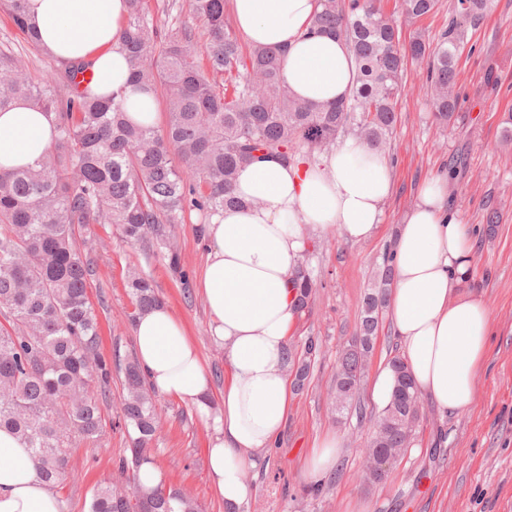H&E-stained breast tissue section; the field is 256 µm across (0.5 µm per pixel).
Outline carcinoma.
I'll use <instances>...</instances> for the list:
<instances>
[{
  "label": "carcinoma",
  "mask_w": 512,
  "mask_h": 512,
  "mask_svg": "<svg viewBox=\"0 0 512 512\" xmlns=\"http://www.w3.org/2000/svg\"><path fill=\"white\" fill-rule=\"evenodd\" d=\"M147 2L129 0L122 51L135 85L164 97L168 119L162 130L130 121L123 97L100 98L79 87L83 67L63 66L35 85L21 61L0 50V110L23 98L53 113L56 126L53 145L33 166L0 172V428L25 442L55 492L67 477L74 441H95L103 432L90 372L103 390L112 380L88 295L94 267L85 226L110 224L129 243L166 248L172 226L184 223L188 212L210 219L244 205L234 186L250 162L275 155L312 163L348 133L385 149L397 125L396 100L409 59L426 66L436 121L455 124L461 108L458 59L492 4L451 0L448 27L436 41L418 35L406 43L377 0H318L310 33L343 40L357 76L347 98L315 105L290 95L283 50L242 48L224 0H171L163 8H177L185 19L164 32L154 25ZM437 2L403 0V8L418 20ZM0 3L27 39L41 44L28 22L26 0ZM189 177L196 180L193 188ZM392 280L386 258L336 371L335 407L342 418L352 411ZM127 287L131 320L161 304L152 281L135 267ZM295 288L302 312L314 288L309 274L301 273ZM319 349L313 337L299 353L289 348L297 385L304 384ZM390 365L395 389L374 421L370 452L407 448L418 418V392L406 360L394 356ZM121 372V415L135 437L131 458L121 459L119 470L132 471V477L127 490L95 487L88 512H199L196 500L176 488H139L137 470L150 459L160 418L136 360H126Z\"/></svg>",
  "instance_id": "1"
}]
</instances>
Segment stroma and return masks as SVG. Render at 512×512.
<instances>
[{"instance_id": "obj_1", "label": "stroma", "mask_w": 512, "mask_h": 512, "mask_svg": "<svg viewBox=\"0 0 512 512\" xmlns=\"http://www.w3.org/2000/svg\"><path fill=\"white\" fill-rule=\"evenodd\" d=\"M450 0H439L435 12L411 21L401 0H382L385 16L402 39L422 32L437 39L448 26ZM472 49L458 61L462 96L459 119L452 128L433 122L423 65L408 62L398 98L397 128L386 152L394 191L383 207L375 236L364 243L340 233L312 237L303 268L313 279L305 312L296 317L290 342L303 347L315 337L320 354L303 388L297 389L288 425L266 454L262 467L247 469L252 496L241 512H349L359 501L371 512H512V140L505 121L512 114V0H495L479 28L470 34ZM9 48L34 80L55 68L45 50L34 47L0 11V48ZM452 173L448 203L474 239L470 286L491 310L489 356L477 383L470 413L452 416L421 400L408 448L377 484L365 480V448L369 418L381 406L371 395L379 365L402 354L390 317H383L379 337L365 369L359 401L362 415L337 420L332 385L340 352L356 333L362 300L372 287L383 258L389 254L395 228L415 200L423 180ZM496 208L499 222L488 230L483 216ZM205 216L187 213L175 225L171 244L183 269L196 275L206 254L200 230ZM94 275L90 298L98 311L101 352L113 368L112 382L100 398L103 433L96 441L79 440L69 462L71 471L60 498L63 512H88L95 486L120 481L118 463L130 454V438L120 418L122 374L119 362L134 355L133 327L126 276L138 267L153 280L165 304L181 318L198 346L212 379L214 395L224 391V352L208 333V313L197 289H184L168 268L165 249L125 242L117 229L89 225ZM163 426L152 442L151 458L162 483L194 496L201 512H225L207 479L206 442L211 424L195 409L160 395L156 398ZM336 433L341 458L333 473L311 492L303 462L315 440Z\"/></svg>"}]
</instances>
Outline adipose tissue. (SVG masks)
I'll return each instance as SVG.
<instances>
[{
  "mask_svg": "<svg viewBox=\"0 0 512 512\" xmlns=\"http://www.w3.org/2000/svg\"><path fill=\"white\" fill-rule=\"evenodd\" d=\"M230 10L248 44L286 47L283 76L293 97L327 104L350 93L355 64L347 46L308 33L316 0H230ZM26 13L53 60L89 65L93 94H123L130 119L157 125L158 102L132 89L121 50L127 0H26ZM54 138L51 114L17 101L0 112V171L34 165ZM393 189L387 156L356 138L306 166L271 156L240 170L236 192L245 205L206 225L208 252L198 275L210 338L230 371L221 396H214L194 339L168 305L137 317L135 355L148 385L212 425L209 486L228 512L250 499L245 471L263 464L292 409L294 281L309 236L337 231L353 243L371 239ZM447 196V177L424 181L398 224L389 311L418 393L440 411L462 414L476 401L491 313L467 286L471 234ZM61 510L21 438L1 429L0 512Z\"/></svg>",
  "mask_w": 512,
  "mask_h": 512,
  "instance_id": "ef3b65f1",
  "label": "adipose tissue"
}]
</instances>
